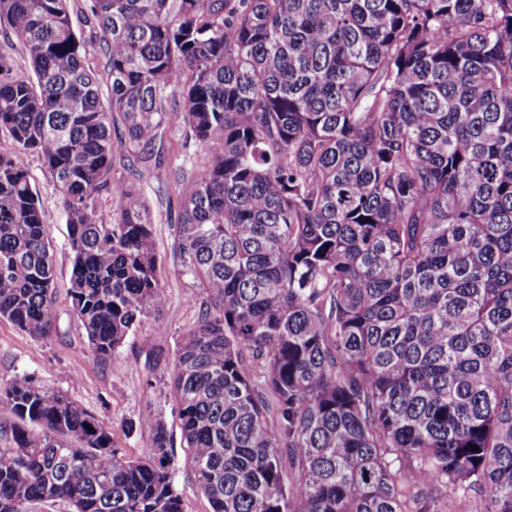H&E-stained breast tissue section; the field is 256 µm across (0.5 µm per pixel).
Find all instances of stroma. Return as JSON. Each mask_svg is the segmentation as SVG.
I'll list each match as a JSON object with an SVG mask.
<instances>
[{
    "label": "stroma",
    "instance_id": "35a3bbf8",
    "mask_svg": "<svg viewBox=\"0 0 512 512\" xmlns=\"http://www.w3.org/2000/svg\"><path fill=\"white\" fill-rule=\"evenodd\" d=\"M156 149L160 162L151 166L140 184L139 194L148 209L162 262L164 304L145 318L112 358L105 361L92 356L67 299H60L56 331L44 341L31 338L0 318V382L28 376L45 387L68 393L96 414L111 429L115 445L132 456L147 451L151 429L139 424L138 419L144 411H152L164 420L174 439L171 465L184 512H210L180 440L170 391L179 346L197 318V308L190 299L197 285L192 278L178 274L170 260L172 226L181 210L174 174L187 165L190 151L184 148L180 132L174 129L167 130ZM22 161L39 196L54 251L56 285L63 291L71 274L66 217L41 160L28 154Z\"/></svg>",
    "mask_w": 512,
    "mask_h": 512
}]
</instances>
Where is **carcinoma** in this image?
Returning <instances> with one entry per match:
<instances>
[{"label": "carcinoma", "mask_w": 512, "mask_h": 512, "mask_svg": "<svg viewBox=\"0 0 512 512\" xmlns=\"http://www.w3.org/2000/svg\"><path fill=\"white\" fill-rule=\"evenodd\" d=\"M0 0V318L68 297L106 361L165 301L143 176L178 119L171 376L211 512H512V0ZM0 512H184L172 435L127 455L67 394L0 384Z\"/></svg>", "instance_id": "cac0c4a2"}]
</instances>
